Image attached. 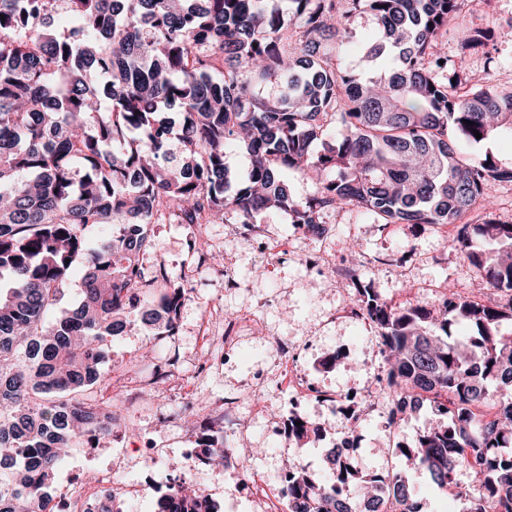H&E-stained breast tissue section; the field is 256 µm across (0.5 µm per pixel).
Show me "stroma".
<instances>
[{
  "mask_svg": "<svg viewBox=\"0 0 512 512\" xmlns=\"http://www.w3.org/2000/svg\"><path fill=\"white\" fill-rule=\"evenodd\" d=\"M463 16L470 27L493 23L497 37L477 51L463 48L457 34L439 37L449 70L483 77L488 84L512 91V39L505 36L512 29V0H470ZM329 222L333 232L319 243V250L338 258H350L355 252L374 257V266L362 270L361 282L384 300L398 297L406 307L418 303L435 305L439 302L435 287L450 284L466 298L480 292L482 270L448 243L453 227L404 224L393 232L373 218L347 211L331 215ZM151 237L147 264L166 268L189 290L177 329L171 336H155L136 323L122 335L110 338L107 358L100 368L101 382L86 393L90 400L134 401L118 429L120 441L102 435L96 444L121 452L132 461L127 477L144 487L137 499L139 512H153L158 497L182 468V461L176 456L145 463L147 448L199 445V428L189 423L162 427L159 417L182 416V398L189 391L208 402L223 398L229 388L247 389L257 371L274 364L268 336H286L302 343L300 365L311 383L330 393L364 391L377 370L372 345L366 340L367 329L333 317L338 307L353 298L351 285L336 283L326 275L317 276L301 260H285L231 241L221 220L212 224H155ZM194 243L221 253L224 260L231 262L235 283L225 282L222 267L199 265L190 250ZM245 311L259 319L260 329L244 344L240 359L232 366L197 374L196 365L209 347L208 332L223 327L225 314ZM288 399L287 391L270 390L266 395L267 415L242 419L241 424L247 429L246 447L263 450L252 465L271 480L277 479L280 469L292 460L325 474V452L333 446V437L294 446L287 452L276 444L287 431L293 413ZM434 422V416L423 411L402 421L388 437L379 427H362L353 465L366 474L375 473L383 465L402 473L418 492L425 512H466L468 498L446 495L425 471L391 452L394 443L410 442L417 431ZM200 488L218 503L220 512H252L246 501L250 490L235 467L225 468L220 485L204 482Z\"/></svg>",
  "mask_w": 512,
  "mask_h": 512,
  "instance_id": "obj_1",
  "label": "stroma"
}]
</instances>
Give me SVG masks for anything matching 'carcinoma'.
I'll use <instances>...</instances> for the list:
<instances>
[{"mask_svg": "<svg viewBox=\"0 0 512 512\" xmlns=\"http://www.w3.org/2000/svg\"><path fill=\"white\" fill-rule=\"evenodd\" d=\"M0 0V512H47L64 450L107 430L112 401L88 403L107 338L130 316L169 336L187 289L142 260L150 225L254 224L270 208L318 235L333 210L382 224L454 225L490 182H512V162L467 146L512 137V92L453 79L438 36L463 31L481 47L494 29L462 30L464 0ZM376 26L365 58L346 64L347 30ZM471 121L468 126L464 121ZM344 133L336 135V124ZM482 134L476 138L474 133ZM239 149L246 178L226 163ZM317 173L296 197L285 174ZM92 225L106 230L86 247ZM456 250L485 270L508 303L453 293L438 308L395 307L366 288L356 300L378 330L383 393H432L436 424L393 453L469 512H512V224L487 211L463 224ZM82 296L63 307L71 271ZM459 321L471 327L452 339ZM202 428V460L224 457ZM302 446L323 435L291 425ZM324 481L288 466L292 512H379L388 497L420 512L398 473L359 479L336 452ZM468 471L478 488L459 489ZM155 512H219L212 499L172 487Z\"/></svg>", "mask_w": 512, "mask_h": 512, "instance_id": "obj_1", "label": "carcinoma"}]
</instances>
